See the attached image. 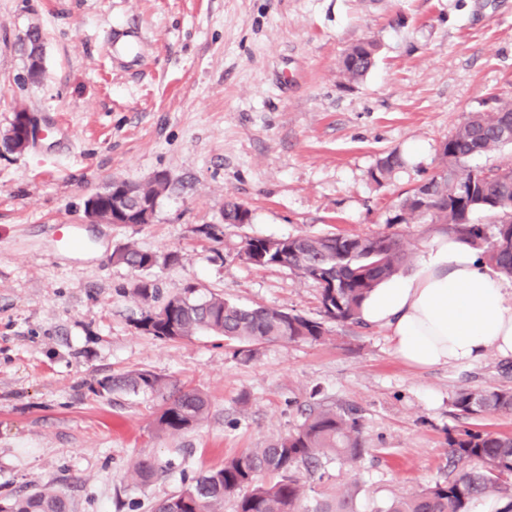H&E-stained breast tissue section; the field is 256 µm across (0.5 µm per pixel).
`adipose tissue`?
<instances>
[{
  "mask_svg": "<svg viewBox=\"0 0 512 512\" xmlns=\"http://www.w3.org/2000/svg\"><path fill=\"white\" fill-rule=\"evenodd\" d=\"M360 318L385 329L396 357L416 368L512 356V286L452 234L435 237L411 274L380 283Z\"/></svg>",
  "mask_w": 512,
  "mask_h": 512,
  "instance_id": "ef3b65f1",
  "label": "adipose tissue"
}]
</instances>
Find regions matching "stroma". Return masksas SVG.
<instances>
[{"label":"stroma","instance_id":"1","mask_svg":"<svg viewBox=\"0 0 512 512\" xmlns=\"http://www.w3.org/2000/svg\"><path fill=\"white\" fill-rule=\"evenodd\" d=\"M39 28L43 76L28 84ZM377 40L360 81L341 58ZM512 96V0H0V133L16 110L43 135L0 151V500L50 484L74 512H152L225 458L292 432L310 391L354 405L367 454L324 459L303 504L355 485L357 512L448 477L451 428L512 434V414L459 418L462 386L512 389V358L418 369L386 330L328 323L320 343L160 340L136 328L141 272L127 245L177 263L150 270L162 296L196 284L245 306L320 319L318 288L283 266L254 267L250 237L388 231L398 199L441 168L470 113ZM403 165L375 183L380 158ZM168 182L151 223L90 224L84 204L115 180ZM235 201L247 224L224 221ZM149 370L203 392L204 420L161 432L150 393H101ZM159 465L143 484L135 459ZM152 255L157 256L159 259V256L155 253L142 251L135 246L127 245L119 250L116 262L125 264L132 268L140 269L141 271H147L153 269L147 266Z\"/></svg>","mask_w":512,"mask_h":512}]
</instances>
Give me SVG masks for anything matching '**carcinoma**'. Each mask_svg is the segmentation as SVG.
Listing matches in <instances>:
<instances>
[{"label": "carcinoma", "instance_id": "1", "mask_svg": "<svg viewBox=\"0 0 512 512\" xmlns=\"http://www.w3.org/2000/svg\"><path fill=\"white\" fill-rule=\"evenodd\" d=\"M380 44L358 42L341 59L345 79L358 81L375 65ZM512 146V97H496L494 105L471 113L441 148L444 164L427 179L429 207L420 210L412 191L399 199L390 225L442 224L450 233L482 251L486 263L497 273L512 278V164L472 167L470 159ZM403 165L401 156L390 152L371 170L382 183ZM166 181L155 180L141 187V197L126 199L133 211L140 199L156 200ZM475 211L484 212L492 224L487 233L471 222ZM152 253L128 245L119 250L116 262L149 270ZM239 257L256 267L285 266L297 271L319 288L320 313L326 320L361 324L359 309L365 297L381 281L392 278L410 259L403 246V233L394 231L371 236L299 235L286 238L252 237ZM189 284L179 297H169L160 306L156 280L143 278L132 295L143 304L136 327L161 340L184 339L201 331L224 337L235 345L232 356L248 360L252 346L261 342L316 343L327 330L321 321L298 313L264 306L243 307L219 295L195 296ZM102 391L130 390L161 397L157 418L160 429L187 431L196 427L208 409L200 392L183 389L151 371H138L98 381ZM452 407L464 417L489 413H512V389L462 387L455 391ZM368 452L362 438V416L353 406L310 407L297 428L262 448H250L224 460V465L194 479L178 494L154 507V512H224V500L235 498L236 512H302L301 472L310 477L321 459L330 455L355 463ZM132 471L143 483L158 467L149 459H137ZM509 496L503 512H512V435L461 429L448 432V479L422 491L390 501L382 512H470L473 501L485 496ZM356 490L345 487L325 498L315 512H356ZM0 512H72L69 499L45 485L32 493L18 494L0 502Z\"/></svg>", "mask_w": 512, "mask_h": 512}]
</instances>
